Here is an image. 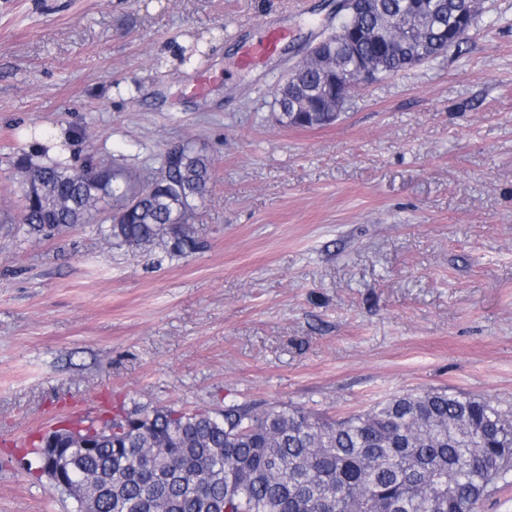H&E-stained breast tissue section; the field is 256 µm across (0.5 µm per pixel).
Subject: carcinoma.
Here are the masks:
<instances>
[{
  "instance_id": "cac0c4a2",
  "label": "carcinoma",
  "mask_w": 512,
  "mask_h": 512,
  "mask_svg": "<svg viewBox=\"0 0 512 512\" xmlns=\"http://www.w3.org/2000/svg\"><path fill=\"white\" fill-rule=\"evenodd\" d=\"M461 0H374L323 33L338 48L345 96L362 64L376 79L411 69L424 50L434 61L468 39L451 21ZM418 9L421 39L404 40L398 18ZM328 72L307 53L277 84L282 124L322 126L317 102ZM17 231L52 237L93 224L105 242L159 244L184 256L199 248L193 219L209 191L210 158L192 139L164 152L140 179L87 157L13 163ZM70 429L94 451L70 446L71 475L94 482L98 512H477L499 484L512 482V411L448 389L407 392L332 420L286 404H224L187 411L112 405V414Z\"/></svg>"
}]
</instances>
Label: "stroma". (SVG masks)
<instances>
[{
    "label": "stroma",
    "instance_id": "1",
    "mask_svg": "<svg viewBox=\"0 0 512 512\" xmlns=\"http://www.w3.org/2000/svg\"><path fill=\"white\" fill-rule=\"evenodd\" d=\"M334 4L0 0V512H77L20 443L119 401L336 418L448 388L512 405V0L330 125L282 126L272 88ZM275 16L294 37L261 80L236 58ZM33 125L68 131L73 164L143 177L194 139L215 172L199 250L15 234Z\"/></svg>",
    "mask_w": 512,
    "mask_h": 512
}]
</instances>
